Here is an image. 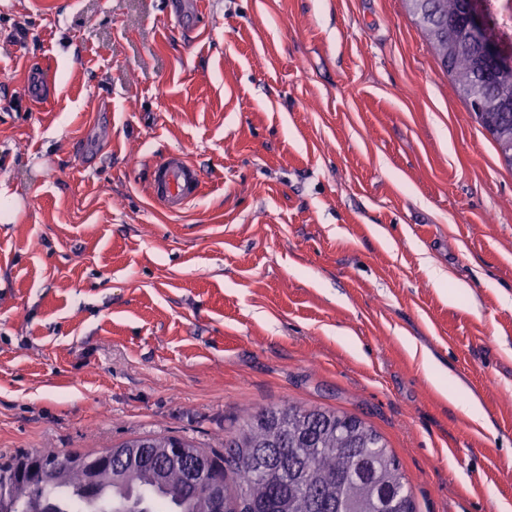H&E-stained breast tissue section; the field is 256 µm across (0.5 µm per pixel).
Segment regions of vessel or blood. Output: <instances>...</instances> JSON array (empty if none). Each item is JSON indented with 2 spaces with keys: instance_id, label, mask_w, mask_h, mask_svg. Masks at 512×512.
Wrapping results in <instances>:
<instances>
[{
  "instance_id": "obj_1",
  "label": "vessel or blood",
  "mask_w": 512,
  "mask_h": 512,
  "mask_svg": "<svg viewBox=\"0 0 512 512\" xmlns=\"http://www.w3.org/2000/svg\"><path fill=\"white\" fill-rule=\"evenodd\" d=\"M149 188L156 203L177 214L200 196L202 181L195 164L185 154L173 152L152 164Z\"/></svg>"
}]
</instances>
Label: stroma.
Here are the masks:
<instances>
[{
    "mask_svg": "<svg viewBox=\"0 0 512 512\" xmlns=\"http://www.w3.org/2000/svg\"><path fill=\"white\" fill-rule=\"evenodd\" d=\"M170 2L0 0V454L296 403L381 434L415 512H512V168L407 0ZM149 188L156 203L177 214L201 195L202 181L195 164L185 154L173 152L152 164Z\"/></svg>",
    "mask_w": 512,
    "mask_h": 512,
    "instance_id": "stroma-1",
    "label": "stroma"
}]
</instances>
